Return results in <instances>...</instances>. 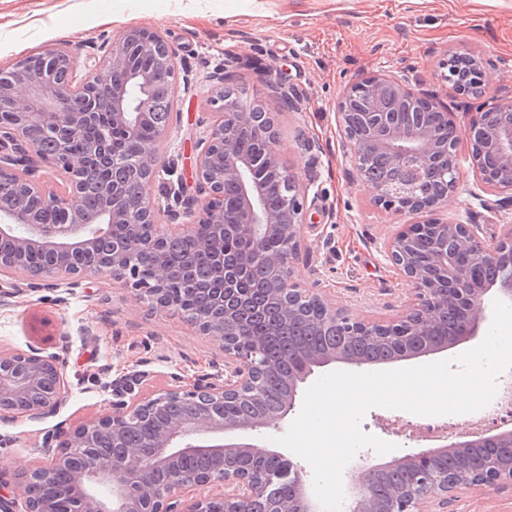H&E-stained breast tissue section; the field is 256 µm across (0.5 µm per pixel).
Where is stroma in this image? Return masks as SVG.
Listing matches in <instances>:
<instances>
[{
  "instance_id": "stroma-1",
  "label": "stroma",
  "mask_w": 512,
  "mask_h": 512,
  "mask_svg": "<svg viewBox=\"0 0 512 512\" xmlns=\"http://www.w3.org/2000/svg\"><path fill=\"white\" fill-rule=\"evenodd\" d=\"M130 27L159 32L177 53V121L168 154L178 156L187 185L196 182L199 125L211 111V76L226 68L228 84H242L266 101V68L305 94L302 111L277 115L282 163L309 184L305 245L295 261L298 281L321 288L355 314L388 317L407 303L412 285L385 260L382 241L394 222L370 188L351 181L336 128V101L346 83L400 63L412 68L410 86L445 98L449 111L469 112L473 97L445 79L448 55L479 56L493 63L487 97L512 98V0H0V67L46 46L88 55ZM232 66H225V59ZM476 178L461 158L459 181L441 219L482 225L494 235L512 222V209L495 194L476 197ZM0 349H36L63 356L68 397L59 413L38 424L0 421V494L8 496L25 474L44 464L45 427L72 429L110 410L104 382L131 369L145 370L146 392L171 387L174 376L194 377L224 365V353L180 315L155 313L107 276L70 289L66 301L49 289L26 292L0 305ZM412 425L404 437L378 427V419ZM475 413L424 416L375 406L361 429L395 444L392 453H361L371 463L391 461L412 448L435 447L422 427L468 429ZM453 512H512V490L460 491Z\"/></svg>"
}]
</instances>
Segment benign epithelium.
I'll return each mask as SVG.
<instances>
[{
  "mask_svg": "<svg viewBox=\"0 0 512 512\" xmlns=\"http://www.w3.org/2000/svg\"><path fill=\"white\" fill-rule=\"evenodd\" d=\"M88 64L52 45L0 70V299L28 288H73L83 279L109 275L134 291L152 310L181 315L193 328L224 349V369L213 374L176 378L177 385L143 391L147 375L126 371L108 384L111 411L72 430L45 432V466L25 476L10 498L0 496V512H321L309 492L303 468L251 435L274 429L296 408L300 384L314 368L340 362L361 367L366 361L343 345L324 352L290 353L282 361L263 358L262 338L241 346L249 315L255 313L238 279L245 262L224 255V239L243 237L255 247L259 279L274 287L283 317L311 318L339 327L344 336H430L448 311L459 314L453 338L440 344H414L396 360L416 359L470 341L491 317L487 294L494 290L512 302V224L485 236L478 224L428 219L403 224L387 238L391 265L413 286L403 310L390 318L354 315L326 292L301 287L294 261L303 244L306 202L312 183L301 185L278 152L274 113L254 112L226 97L224 86L211 89L215 110L198 140L196 195L188 197L173 179L177 159L164 155L173 117L152 120L155 101L177 102V55L159 33L141 28L94 47ZM408 65L383 70L343 89L336 103L339 129L350 171L365 183L375 201L391 214L419 213L448 206L459 178L460 119L435 96L416 94ZM267 80L276 102L291 108L301 95L271 70ZM487 68L479 59L464 72L445 76L455 88L480 95ZM112 103L109 122L96 139L84 137L100 96ZM114 131L135 144L108 156L112 188L98 205L85 204L86 162L106 150ZM56 144L43 152L37 139ZM468 158L484 192L512 191V101L485 103L468 120ZM381 155L403 181L373 182L366 176L371 159ZM50 171L66 183L45 186L39 172ZM278 176L271 197L268 178ZM161 182L155 197L144 188ZM193 237L197 248L214 258V274L223 286L199 308L188 302L197 291L190 276L180 294L169 286V254L164 243ZM276 243L274 249L268 244ZM155 252L152 269L143 268L144 251ZM498 276L488 282L483 270ZM275 372L288 392L272 412L224 418V405L262 402L265 376ZM68 381L60 355L39 351H0V420L40 422L56 415L66 401ZM189 404L195 411L170 417L167 408ZM157 422L139 446L125 442L142 422ZM467 457L459 472L437 471L433 463L451 453ZM209 457L267 459L270 470L252 466L192 468ZM400 466L415 479L392 489L383 502L373 483L377 473ZM348 503L344 512H446L455 494L467 488L498 490L512 486V429L495 427L484 434L467 431L436 448L405 453L384 464L360 459L346 469Z\"/></svg>",
  "mask_w": 512,
  "mask_h": 512,
  "instance_id": "1",
  "label": "benign epithelium"
}]
</instances>
